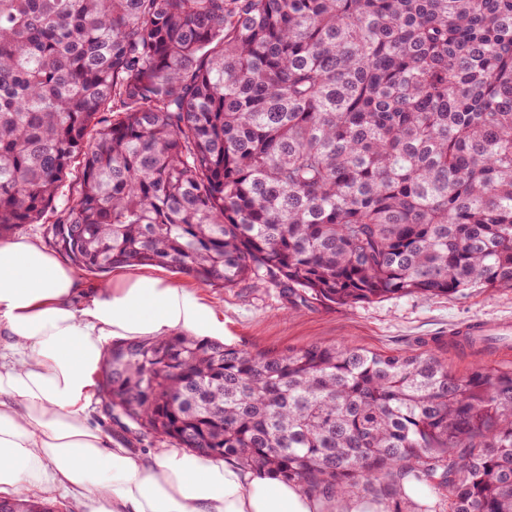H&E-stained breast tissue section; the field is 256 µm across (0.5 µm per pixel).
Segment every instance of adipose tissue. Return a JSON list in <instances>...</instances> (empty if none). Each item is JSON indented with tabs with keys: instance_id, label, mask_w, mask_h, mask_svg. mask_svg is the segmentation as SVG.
<instances>
[{
	"instance_id": "obj_1",
	"label": "adipose tissue",
	"mask_w": 512,
	"mask_h": 512,
	"mask_svg": "<svg viewBox=\"0 0 512 512\" xmlns=\"http://www.w3.org/2000/svg\"><path fill=\"white\" fill-rule=\"evenodd\" d=\"M223 333L195 288L140 273L88 289L33 241L0 238V494L62 492L85 512H368L182 448L145 456L91 420L108 341Z\"/></svg>"
}]
</instances>
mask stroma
<instances>
[{"mask_svg":"<svg viewBox=\"0 0 512 512\" xmlns=\"http://www.w3.org/2000/svg\"><path fill=\"white\" fill-rule=\"evenodd\" d=\"M200 292L224 311L225 344L252 352L336 342L388 354L426 351L458 376L478 360L492 369L512 368V335L478 354L448 342L449 331L475 319L512 322V288H475L452 298L393 297L352 307L297 306L278 289L251 282L204 286Z\"/></svg>","mask_w":512,"mask_h":512,"instance_id":"stroma-1","label":"stroma"}]
</instances>
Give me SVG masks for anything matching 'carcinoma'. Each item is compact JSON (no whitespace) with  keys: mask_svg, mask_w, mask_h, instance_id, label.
I'll return each mask as SVG.
<instances>
[{"mask_svg":"<svg viewBox=\"0 0 512 512\" xmlns=\"http://www.w3.org/2000/svg\"><path fill=\"white\" fill-rule=\"evenodd\" d=\"M54 210L101 276L342 307L512 288V0H0V237ZM98 385L136 432L315 496L512 512V368L176 335L111 344Z\"/></svg>","mask_w":512,"mask_h":512,"instance_id":"cac0c4a2","label":"carcinoma"}]
</instances>
